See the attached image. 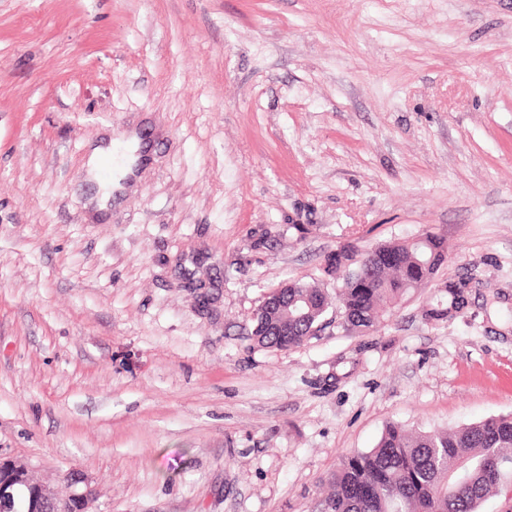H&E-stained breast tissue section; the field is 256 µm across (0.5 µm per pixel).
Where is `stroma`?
Segmentation results:
<instances>
[{"label":"stroma","instance_id":"35a3bbf8","mask_svg":"<svg viewBox=\"0 0 512 512\" xmlns=\"http://www.w3.org/2000/svg\"><path fill=\"white\" fill-rule=\"evenodd\" d=\"M425 232L447 262L375 331L253 341L341 245ZM510 414L512 0H0L1 455L97 512H324L387 424Z\"/></svg>","mask_w":512,"mask_h":512}]
</instances>
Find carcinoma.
<instances>
[{"instance_id":"cac0c4a2","label":"carcinoma","mask_w":512,"mask_h":512,"mask_svg":"<svg viewBox=\"0 0 512 512\" xmlns=\"http://www.w3.org/2000/svg\"><path fill=\"white\" fill-rule=\"evenodd\" d=\"M395 263L385 269L369 264V251L354 244L341 248L343 279L338 289V325L349 333L373 331L387 310L425 287L446 254L442 239L425 238L385 245ZM459 303L451 290L427 311L448 317ZM328 296L321 281L288 284V306L267 314L285 321L289 334L267 326L254 332L262 347L288 350L317 336ZM325 512H479L491 495L512 491V415L446 431H409L390 423L374 448L342 459L329 478Z\"/></svg>"}]
</instances>
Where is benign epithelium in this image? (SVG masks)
<instances>
[{
	"label": "benign epithelium",
	"instance_id": "benign-epithelium-1",
	"mask_svg": "<svg viewBox=\"0 0 512 512\" xmlns=\"http://www.w3.org/2000/svg\"><path fill=\"white\" fill-rule=\"evenodd\" d=\"M23 487L29 493V512H96L95 491L89 479L78 471L69 476L70 492L64 498L47 496L45 485L26 463L0 456V512H12L14 491Z\"/></svg>",
	"mask_w": 512,
	"mask_h": 512
}]
</instances>
